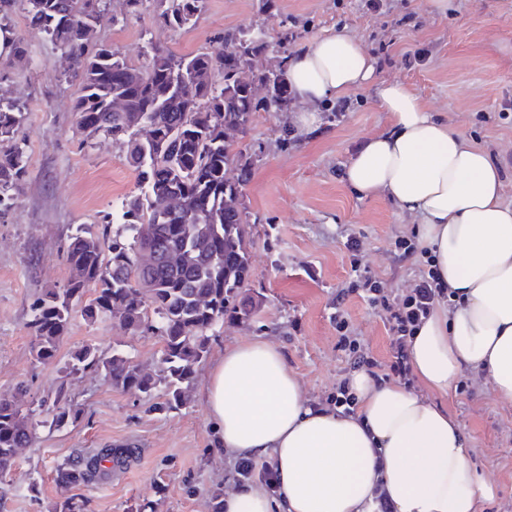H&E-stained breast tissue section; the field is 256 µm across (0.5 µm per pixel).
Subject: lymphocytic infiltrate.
Masks as SVG:
<instances>
[{"instance_id": "lymphocytic-infiltrate-1", "label": "lymphocytic infiltrate", "mask_w": 512, "mask_h": 512, "mask_svg": "<svg viewBox=\"0 0 512 512\" xmlns=\"http://www.w3.org/2000/svg\"><path fill=\"white\" fill-rule=\"evenodd\" d=\"M346 247L352 255L353 277L346 288L336 295L335 312L332 322L338 336L339 347L352 358V370L374 371L379 366L361 346L354 324L344 303L350 295L366 299L373 312L378 314L388 336L389 360L383 380H395L406 388H414L416 377L412 371L409 347L416 331L436 312L453 315L457 304L453 292L444 281L436 265V258L430 248L421 246L415 230H402L395 234L391 248L402 259H415L419 272L404 289L388 288L384 279L370 268L361 265L359 256L363 242L356 235H348Z\"/></svg>"}]
</instances>
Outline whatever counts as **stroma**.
I'll use <instances>...</instances> for the list:
<instances>
[{
    "label": "stroma",
    "mask_w": 512,
    "mask_h": 512,
    "mask_svg": "<svg viewBox=\"0 0 512 512\" xmlns=\"http://www.w3.org/2000/svg\"><path fill=\"white\" fill-rule=\"evenodd\" d=\"M284 18L297 32L289 51L344 30L374 56L376 70L369 84L346 96L340 120L330 117L336 106L330 99L317 105L311 130L300 127L294 113L260 112L247 132H230L234 147L255 158L242 189L250 265L244 290L265 300L251 320L216 327L182 407L162 413L154 405L164 401L163 391L147 396L113 386L100 371H65L71 353L84 346L103 358L124 351L144 371H158L161 344L151 334L130 331L113 317L88 320L76 307L56 356L36 355L32 305L67 285L68 235L83 227L97 234L107 225L118 228L122 205L142 178L111 137L90 139L79 130L80 84L70 78L68 62L29 26L23 5L9 11V35L22 39L26 52H0V98L24 108L28 166L0 215V396L25 386L20 402L36 430L0 480V512H54L70 497L83 500L87 512H211L236 473L216 444L202 391L212 365L235 345L272 342L306 399L332 391L347 365L330 316L351 274L348 234L362 239L364 264L391 288L408 286L416 271L390 247L396 231L416 224V217L385 194L360 196L344 178L355 149L389 125L379 104L383 84L404 83L430 115L490 157L512 148V117H500L512 102V0H483L476 11L467 0H449L444 13L431 11L429 0H386L380 15L367 11L364 0H274L267 12L260 0H205L197 19L176 30L159 20L154 0L136 16L124 14L122 0H108L92 43L140 66L151 47L192 56L217 48L224 31L253 26L273 34ZM286 130L295 141L284 147ZM345 306L367 351L387 363L381 319L359 296ZM428 398L462 430L475 481L486 491L480 512H506L512 505V403L498 401L487 379L469 393L454 387ZM58 409L69 417L55 427ZM106 446L134 451L110 480L60 482L61 466Z\"/></svg>",
    "instance_id": "stroma-1"
}]
</instances>
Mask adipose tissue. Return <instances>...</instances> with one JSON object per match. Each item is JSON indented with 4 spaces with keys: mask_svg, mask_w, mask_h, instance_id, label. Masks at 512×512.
<instances>
[{
    "mask_svg": "<svg viewBox=\"0 0 512 512\" xmlns=\"http://www.w3.org/2000/svg\"><path fill=\"white\" fill-rule=\"evenodd\" d=\"M374 58L348 32L317 39L288 60L296 120L309 106L370 81ZM389 128L356 150L345 178L360 195L385 193L419 216L421 235L457 294L454 316L436 315L409 348L415 375L448 391L481 372L512 403V208L501 173L483 150L431 117L402 83L379 91ZM356 414L309 406L279 347L255 340L212 366L204 402L224 450L268 462L277 497L255 484L224 494V512H373L384 485L396 512H479V493L458 423L443 407L394 382L354 373Z\"/></svg>",
    "mask_w": 512,
    "mask_h": 512,
    "instance_id": "ef3b65f1",
    "label": "adipose tissue"
}]
</instances>
